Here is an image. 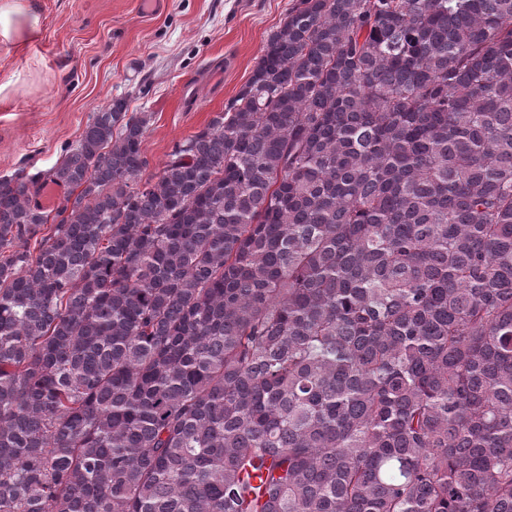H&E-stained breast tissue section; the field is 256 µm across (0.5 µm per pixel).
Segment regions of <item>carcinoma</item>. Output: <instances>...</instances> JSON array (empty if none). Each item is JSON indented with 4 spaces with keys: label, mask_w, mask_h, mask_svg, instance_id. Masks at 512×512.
<instances>
[{
    "label": "carcinoma",
    "mask_w": 512,
    "mask_h": 512,
    "mask_svg": "<svg viewBox=\"0 0 512 512\" xmlns=\"http://www.w3.org/2000/svg\"><path fill=\"white\" fill-rule=\"evenodd\" d=\"M146 123L0 178V512H512V0H297Z\"/></svg>",
    "instance_id": "cac0c4a2"
}]
</instances>
